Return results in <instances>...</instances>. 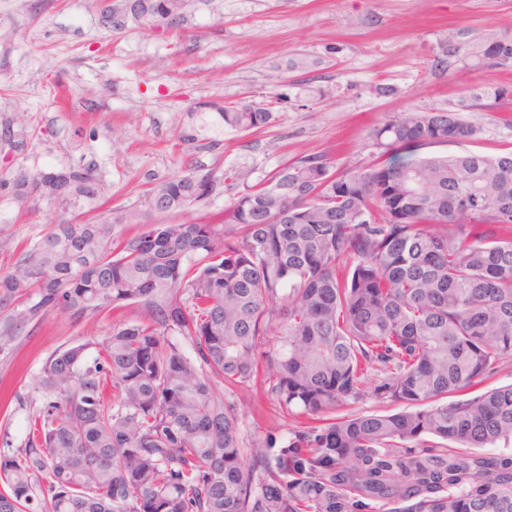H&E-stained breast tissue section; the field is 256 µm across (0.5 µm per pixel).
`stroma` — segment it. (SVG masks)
Instances as JSON below:
<instances>
[{
    "instance_id": "35a3bbf8",
    "label": "stroma",
    "mask_w": 512,
    "mask_h": 512,
    "mask_svg": "<svg viewBox=\"0 0 512 512\" xmlns=\"http://www.w3.org/2000/svg\"><path fill=\"white\" fill-rule=\"evenodd\" d=\"M101 0H0V273L65 219L95 222L137 208L141 221L206 223L230 207L239 183L266 181L285 162L327 154L344 170L370 159V131L409 109L456 111L478 133L432 155L512 149V95L483 108L486 88L512 92V70L465 68L448 42L474 29L512 34V0H191L181 24L126 19L114 27ZM308 67L294 68L298 58ZM227 102L268 108L267 125H224ZM94 171L101 206L24 202L10 188L21 171ZM218 185L180 210L148 209L147 193L188 171ZM113 313L77 320L54 309L0 353V456L27 443L41 404L38 380L56 349L101 338ZM246 438L283 440L295 424L250 386Z\"/></svg>"
}]
</instances>
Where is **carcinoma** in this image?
<instances>
[{"instance_id": "cac0c4a2", "label": "carcinoma", "mask_w": 512, "mask_h": 512, "mask_svg": "<svg viewBox=\"0 0 512 512\" xmlns=\"http://www.w3.org/2000/svg\"><path fill=\"white\" fill-rule=\"evenodd\" d=\"M185 6L108 11L168 28ZM447 53L512 68V36ZM220 116L247 131L271 112ZM477 132L413 110L372 129L369 163L302 156L214 222L118 239L131 208L53 225L0 274V352L55 308L137 314L48 356L28 442L0 457V512H512V385L476 389L512 360V151L420 154ZM42 182L72 206L101 194L69 167L18 174L16 197ZM215 188L193 171L147 203L179 210ZM256 380L296 418L279 445L242 437L236 391ZM368 388L402 410L338 414Z\"/></svg>"}]
</instances>
